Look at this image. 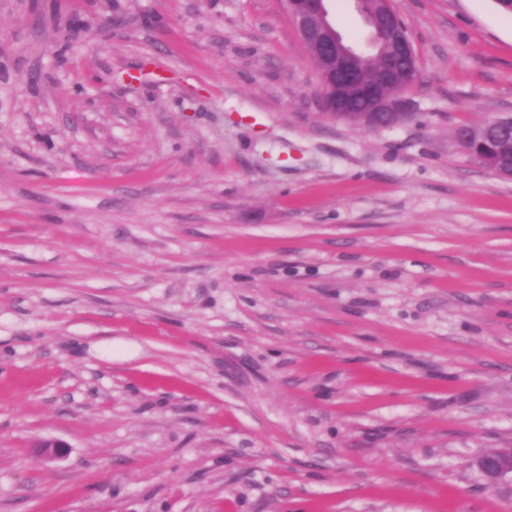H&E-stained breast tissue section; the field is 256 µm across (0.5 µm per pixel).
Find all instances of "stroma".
<instances>
[{"mask_svg":"<svg viewBox=\"0 0 512 512\" xmlns=\"http://www.w3.org/2000/svg\"><path fill=\"white\" fill-rule=\"evenodd\" d=\"M393 6L366 129L283 0H0V512H512V17ZM481 165L512 178V116L496 114L459 139ZM475 465L492 488L512 490V448H493L480 454Z\"/></svg>","mask_w":512,"mask_h":512,"instance_id":"35a3bbf8","label":"stroma"}]
</instances>
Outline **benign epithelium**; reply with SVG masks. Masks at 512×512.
<instances>
[{"label":"benign epithelium","mask_w":512,"mask_h":512,"mask_svg":"<svg viewBox=\"0 0 512 512\" xmlns=\"http://www.w3.org/2000/svg\"><path fill=\"white\" fill-rule=\"evenodd\" d=\"M328 0H287L300 42L318 62L321 106L334 118L374 129L399 125L409 115L401 93L411 83L416 51L408 32L394 19L392 0H373L364 19L374 39L384 46V60L377 68H365L358 50L333 26ZM460 141L481 165L499 176L512 178V116L496 114ZM43 460L53 463L64 455V445L38 443ZM475 465L492 488L512 489V448H493L480 454Z\"/></svg>","instance_id":"obj_1"}]
</instances>
